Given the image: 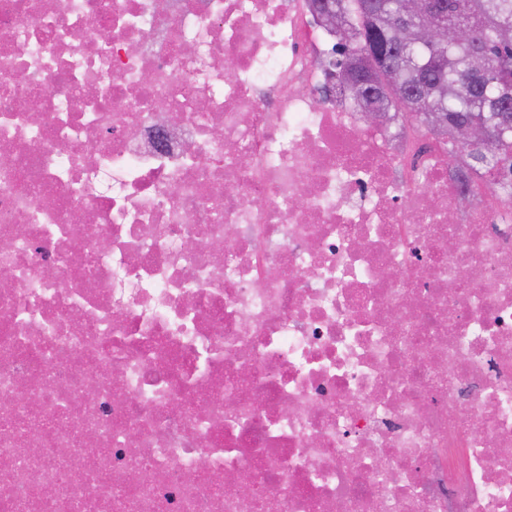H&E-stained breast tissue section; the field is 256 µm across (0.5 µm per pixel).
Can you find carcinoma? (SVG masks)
Instances as JSON below:
<instances>
[{
    "mask_svg": "<svg viewBox=\"0 0 512 512\" xmlns=\"http://www.w3.org/2000/svg\"><path fill=\"white\" fill-rule=\"evenodd\" d=\"M381 11L365 21L362 0H336V24L349 26L346 43L332 46L336 87L344 92L354 112L390 110L393 120H420L429 112H446L453 121H488L494 125L512 120V102L496 99L498 83L512 78V0H431L426 25L448 23L475 33L472 44L423 45L393 41L389 32L403 11L405 0H380ZM388 43V52L399 58L395 88L380 89L370 98L366 88L345 87L346 72L367 70L373 47ZM493 142L467 158L448 152L462 176L485 175L495 169L499 182L512 189V136L492 129Z\"/></svg>",
    "mask_w": 512,
    "mask_h": 512,
    "instance_id": "carcinoma-1",
    "label": "carcinoma"
}]
</instances>
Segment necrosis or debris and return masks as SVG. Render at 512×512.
I'll return each instance as SVG.
<instances>
[{"label":"necrosis or debris","mask_w":512,"mask_h":512,"mask_svg":"<svg viewBox=\"0 0 512 512\" xmlns=\"http://www.w3.org/2000/svg\"><path fill=\"white\" fill-rule=\"evenodd\" d=\"M326 38L0 0V512H512V202Z\"/></svg>","instance_id":"necrosis-or-debris-1"}]
</instances>
